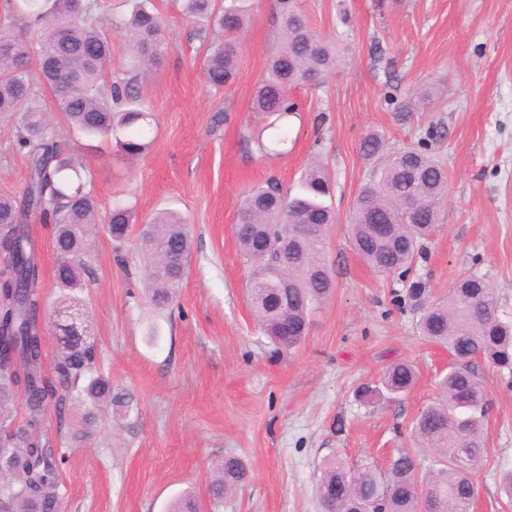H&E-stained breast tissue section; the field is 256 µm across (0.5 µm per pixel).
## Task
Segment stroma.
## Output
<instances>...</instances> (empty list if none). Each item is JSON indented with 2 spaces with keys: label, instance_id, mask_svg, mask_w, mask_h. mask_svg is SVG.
I'll use <instances>...</instances> for the list:
<instances>
[{
  "label": "stroma",
  "instance_id": "35a3bbf8",
  "mask_svg": "<svg viewBox=\"0 0 512 512\" xmlns=\"http://www.w3.org/2000/svg\"><path fill=\"white\" fill-rule=\"evenodd\" d=\"M310 21L334 39L341 61L319 88L292 96L286 152L260 153L251 102L279 37L274 0H255L238 48L237 75L217 90L201 68L203 46L173 0H158L164 61L142 79L157 135L138 161L113 139H88L49 109L50 125L93 170L102 207L128 196L140 219L179 211L193 230L186 276L172 305L159 309L143 287L138 228L122 248L106 232L95 240L86 289L98 349L97 369L112 380L118 405L104 409L91 436L70 439L80 421L71 406L51 407L42 432L56 453V512H168L192 493L198 512H319L318 463L341 455L387 468L413 450L412 422L437 398L452 361L419 336L423 305L447 296L468 274L487 275L499 315L512 321V0H301ZM431 95L404 114L413 87ZM385 153L415 148L448 171L436 230L409 272L375 274L349 240V213L373 160L360 150L368 131ZM14 130L0 123V194L20 195L26 159ZM327 162L335 222L323 256L335 289L317 309L305 339L277 350L259 329L243 287L250 275L234 225L254 186L275 177L295 193L313 157ZM42 266L46 312L63 294L55 282L51 228L25 216ZM420 294H410L411 285ZM418 371L400 398L364 403L385 366ZM476 371L491 403L489 452L475 479L480 512H512L497 499L512 468V375ZM236 455L249 476L215 501L211 479Z\"/></svg>",
  "mask_w": 512,
  "mask_h": 512
}]
</instances>
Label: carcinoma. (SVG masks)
Masks as SVG:
<instances>
[{
    "label": "carcinoma",
    "instance_id": "obj_1",
    "mask_svg": "<svg viewBox=\"0 0 512 512\" xmlns=\"http://www.w3.org/2000/svg\"><path fill=\"white\" fill-rule=\"evenodd\" d=\"M0 16V120L15 129L16 149L27 162L21 197L0 195V477L16 486L0 493V512H55L59 475L41 421L51 405L83 409L86 436L99 412L112 404V381L96 369L97 347L69 327L58 330L55 380L43 373L46 336L41 265L28 225L35 214L53 229L60 287H81L72 268L88 270L91 236L103 224L113 242H125L136 223L135 206L125 199L101 211L91 189L89 167L50 131L46 90L69 125L86 136L110 137L129 159L141 157L152 115L138 77L164 59L157 0H5ZM181 15L207 45L203 70L214 88L236 74L238 40L252 18L251 0H176ZM280 40L266 75L256 87L252 111L268 124L269 145L288 142L278 121L296 111L291 90L318 87L336 65V49L309 22L299 0H277ZM119 29L126 68L133 76L104 82L111 58L107 27ZM367 157L382 150L372 133L360 144ZM448 189V172L432 155L407 148L375 167L359 188L351 210V243L379 274L412 264L421 242L436 228ZM332 182L326 166L312 161L297 192L288 196L268 179L251 190L236 218V237L252 267L248 282L253 316L270 341L283 350L306 336L312 310L335 288L322 256L333 211L325 202ZM148 263L146 285L153 305L176 297L192 251V228L174 210L157 213L141 235ZM286 282L288 287L278 288ZM421 335L444 346L454 363L437 385L438 400L414 421L419 451H401L380 470L371 461L349 464L334 456L323 461L316 485L322 512H469L474 472L488 453V399L475 370L483 360L512 374V322L497 314L492 283L483 275L460 279L448 298L426 307ZM417 372L407 361L386 367L378 386L362 390L372 401L405 394ZM22 395L26 424L14 425L12 406ZM244 461L227 455L212 481L220 500L246 479ZM499 499L512 506V469L501 472Z\"/></svg>",
    "mask_w": 512,
    "mask_h": 512
}]
</instances>
